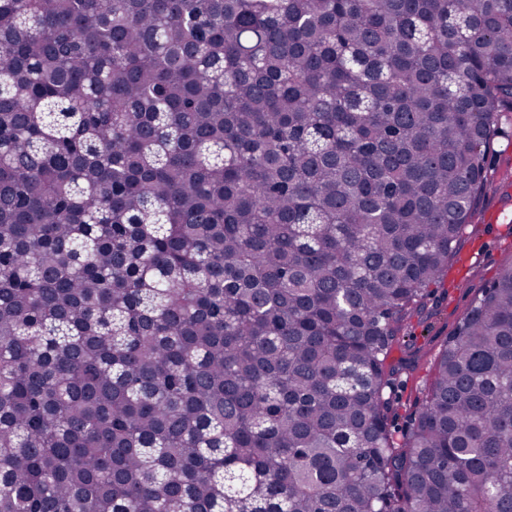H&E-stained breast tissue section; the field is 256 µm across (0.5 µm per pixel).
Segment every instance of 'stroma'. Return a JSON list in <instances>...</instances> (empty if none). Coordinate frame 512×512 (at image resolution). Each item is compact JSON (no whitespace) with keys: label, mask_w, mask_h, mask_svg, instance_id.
<instances>
[{"label":"stroma","mask_w":512,"mask_h":512,"mask_svg":"<svg viewBox=\"0 0 512 512\" xmlns=\"http://www.w3.org/2000/svg\"><path fill=\"white\" fill-rule=\"evenodd\" d=\"M512 213V112L503 119L502 135L494 144L490 176L478 210L466 227L447 274L426 298L427 319L413 321L416 342L426 355L419 367L401 374L395 390L401 401L414 399L429 383L433 361L481 288L500 269L512 264V227L500 224Z\"/></svg>","instance_id":"stroma-1"}]
</instances>
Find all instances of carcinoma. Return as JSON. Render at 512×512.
I'll use <instances>...</instances> for the list:
<instances>
[{"label":"carcinoma","mask_w":512,"mask_h":512,"mask_svg":"<svg viewBox=\"0 0 512 512\" xmlns=\"http://www.w3.org/2000/svg\"><path fill=\"white\" fill-rule=\"evenodd\" d=\"M512 110V0H0V512H512V265L389 363Z\"/></svg>","instance_id":"carcinoma-1"}]
</instances>
